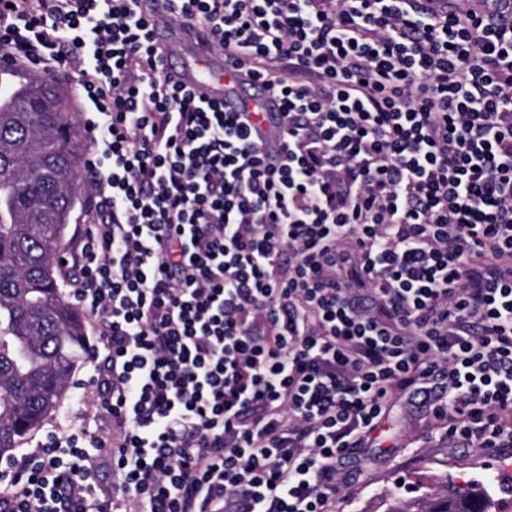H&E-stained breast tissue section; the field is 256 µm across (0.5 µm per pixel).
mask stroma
I'll return each instance as SVG.
<instances>
[{
  "mask_svg": "<svg viewBox=\"0 0 512 512\" xmlns=\"http://www.w3.org/2000/svg\"><path fill=\"white\" fill-rule=\"evenodd\" d=\"M73 386L42 431L28 440L35 447L46 431L93 428L100 418L93 402V368L81 363ZM410 396L397 398L382 421L375 444L361 449L342 468L347 484L337 499L336 512H386V498L400 485L415 479L438 482H475L486 473L485 452L479 448H451L440 439L436 422L425 410L410 405Z\"/></svg>",
  "mask_w": 512,
  "mask_h": 512,
  "instance_id": "stroma-1",
  "label": "stroma"
}]
</instances>
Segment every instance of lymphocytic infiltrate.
Listing matches in <instances>:
<instances>
[{
    "mask_svg": "<svg viewBox=\"0 0 512 512\" xmlns=\"http://www.w3.org/2000/svg\"><path fill=\"white\" fill-rule=\"evenodd\" d=\"M475 2L0 0V55L83 94L65 266L107 419L0 461V512H336L397 393L512 447V23ZM151 9L277 123L174 80Z\"/></svg>",
    "mask_w": 512,
    "mask_h": 512,
    "instance_id": "lymphocytic-infiltrate-1",
    "label": "lymphocytic infiltrate"
}]
</instances>
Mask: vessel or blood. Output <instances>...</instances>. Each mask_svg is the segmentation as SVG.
Here are the masks:
<instances>
[{
  "mask_svg": "<svg viewBox=\"0 0 512 512\" xmlns=\"http://www.w3.org/2000/svg\"><path fill=\"white\" fill-rule=\"evenodd\" d=\"M155 41L165 45L177 38L176 29L169 26L164 12H154L149 18ZM177 81L196 94L220 102L232 111L263 114V127H270L277 110L275 100L263 93L259 82L242 69L217 68L207 58L196 56L186 67H174Z\"/></svg>",
  "mask_w": 512,
  "mask_h": 512,
  "instance_id": "obj_1",
  "label": "vessel or blood"
}]
</instances>
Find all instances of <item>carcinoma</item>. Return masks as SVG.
<instances>
[{"label": "carcinoma", "mask_w": 512, "mask_h": 512, "mask_svg": "<svg viewBox=\"0 0 512 512\" xmlns=\"http://www.w3.org/2000/svg\"><path fill=\"white\" fill-rule=\"evenodd\" d=\"M87 136L58 82L27 76L0 94V457L57 410L86 350L83 317L65 299L56 254L86 193ZM387 512H490L476 485L419 484Z\"/></svg>", "instance_id": "obj_1"}]
</instances>
